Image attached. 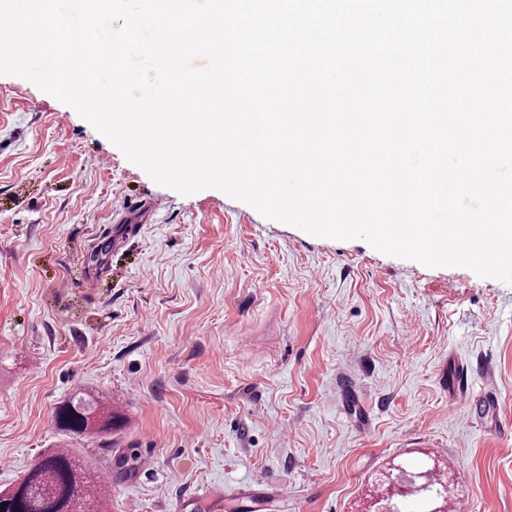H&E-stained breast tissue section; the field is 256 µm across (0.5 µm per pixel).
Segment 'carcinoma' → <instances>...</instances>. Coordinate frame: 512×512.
<instances>
[{"instance_id":"cac0c4a2","label":"carcinoma","mask_w":512,"mask_h":512,"mask_svg":"<svg viewBox=\"0 0 512 512\" xmlns=\"http://www.w3.org/2000/svg\"><path fill=\"white\" fill-rule=\"evenodd\" d=\"M54 426L71 438L112 433L121 427L123 414L116 406L79 393L57 405ZM444 485L431 481L403 496H416L427 512L430 502L445 497ZM106 494L99 471L83 463L73 448L44 453L0 498V512H105Z\"/></svg>"}]
</instances>
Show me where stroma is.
Returning a JSON list of instances; mask_svg holds the SVG:
<instances>
[{
    "mask_svg": "<svg viewBox=\"0 0 512 512\" xmlns=\"http://www.w3.org/2000/svg\"><path fill=\"white\" fill-rule=\"evenodd\" d=\"M461 365L492 416L440 384ZM79 392L127 426L61 436ZM72 447L110 473L109 512H241L257 483L266 512H368L398 468L440 472L451 512H512V284L180 194L0 75V489Z\"/></svg>",
    "mask_w": 512,
    "mask_h": 512,
    "instance_id": "35a3bbf8",
    "label": "stroma"
}]
</instances>
